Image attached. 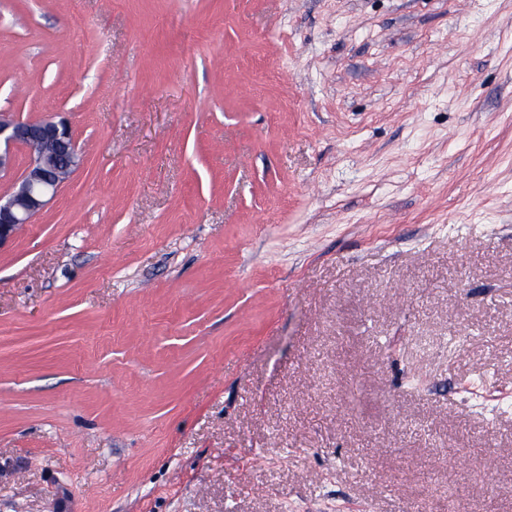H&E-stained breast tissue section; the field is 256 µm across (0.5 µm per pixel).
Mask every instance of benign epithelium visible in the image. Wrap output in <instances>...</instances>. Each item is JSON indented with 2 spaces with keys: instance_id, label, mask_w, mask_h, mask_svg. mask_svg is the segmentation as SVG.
Wrapping results in <instances>:
<instances>
[{
  "instance_id": "benign-epithelium-1",
  "label": "benign epithelium",
  "mask_w": 512,
  "mask_h": 512,
  "mask_svg": "<svg viewBox=\"0 0 512 512\" xmlns=\"http://www.w3.org/2000/svg\"><path fill=\"white\" fill-rule=\"evenodd\" d=\"M0 173L13 166L10 148L28 151L29 161L14 181L11 192L0 195V245L32 222L81 164L66 120L21 121L0 113Z\"/></svg>"
}]
</instances>
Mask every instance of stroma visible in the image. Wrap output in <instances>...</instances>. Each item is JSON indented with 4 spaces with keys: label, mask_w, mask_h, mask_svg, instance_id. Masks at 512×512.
Returning a JSON list of instances; mask_svg holds the SVG:
<instances>
[{
    "label": "stroma",
    "mask_w": 512,
    "mask_h": 512,
    "mask_svg": "<svg viewBox=\"0 0 512 512\" xmlns=\"http://www.w3.org/2000/svg\"><path fill=\"white\" fill-rule=\"evenodd\" d=\"M0 111V512H512V0H0ZM2 144L5 148L2 151ZM28 151L29 161L11 192L0 195V245L41 212L81 164L66 120L21 121L0 113V173L13 166L12 146Z\"/></svg>",
    "instance_id": "35a3bbf8"
}]
</instances>
